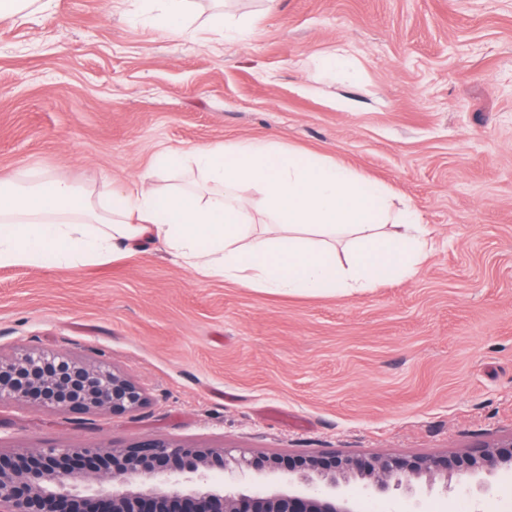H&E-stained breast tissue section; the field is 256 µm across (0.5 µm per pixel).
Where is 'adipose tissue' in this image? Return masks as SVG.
<instances>
[{"instance_id": "obj_1", "label": "adipose tissue", "mask_w": 512, "mask_h": 512, "mask_svg": "<svg viewBox=\"0 0 512 512\" xmlns=\"http://www.w3.org/2000/svg\"><path fill=\"white\" fill-rule=\"evenodd\" d=\"M152 21L186 35L191 0H145ZM191 162L207 188H156V169L116 184L106 198L44 173L25 184L0 181V266L78 267L139 250L159 239L189 270L246 288L288 294L360 292L415 275L429 230L409 206L392 208L389 190L320 155L303 157L262 140L168 152ZM262 195L265 221L236 189ZM344 241V260L336 243Z\"/></svg>"}]
</instances>
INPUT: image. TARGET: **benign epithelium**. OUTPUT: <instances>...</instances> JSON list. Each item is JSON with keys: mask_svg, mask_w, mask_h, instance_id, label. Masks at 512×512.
Returning <instances> with one entry per match:
<instances>
[{"mask_svg": "<svg viewBox=\"0 0 512 512\" xmlns=\"http://www.w3.org/2000/svg\"><path fill=\"white\" fill-rule=\"evenodd\" d=\"M122 371L63 352L0 354V407L124 416L146 406ZM512 473V436L432 457L288 456L233 448H187L145 436L124 447L0 452V512H361L357 486L373 497H415L428 476L468 486Z\"/></svg>", "mask_w": 512, "mask_h": 512, "instance_id": "obj_1", "label": "benign epithelium"}]
</instances>
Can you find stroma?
Listing matches in <instances>:
<instances>
[{"mask_svg": "<svg viewBox=\"0 0 512 512\" xmlns=\"http://www.w3.org/2000/svg\"><path fill=\"white\" fill-rule=\"evenodd\" d=\"M225 24L252 22L242 40ZM171 37L138 0L0 18V177L105 192L164 152L270 140L386 185L428 224L412 277L291 296L181 266L159 242L103 263L0 266V352L63 351L149 396L124 416L0 408V450L190 448L435 456L512 435V0H196ZM347 48L353 67L316 57ZM495 490L375 512H512Z\"/></svg>", "mask_w": 512, "mask_h": 512, "instance_id": "obj_1", "label": "stroma"}]
</instances>
